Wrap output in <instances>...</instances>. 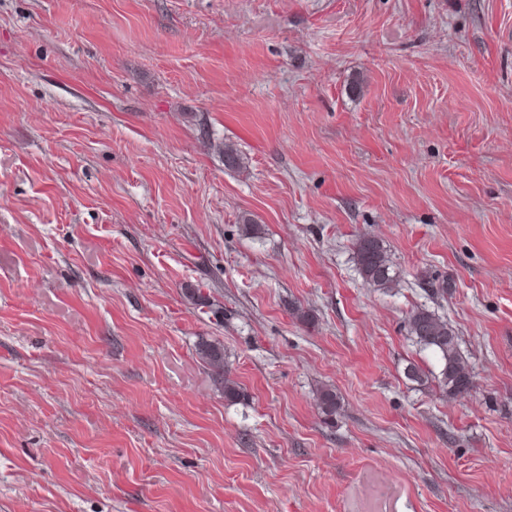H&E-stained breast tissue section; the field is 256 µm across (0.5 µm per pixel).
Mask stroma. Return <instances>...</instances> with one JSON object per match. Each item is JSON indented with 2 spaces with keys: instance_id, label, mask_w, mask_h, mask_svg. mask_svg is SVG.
<instances>
[{
  "instance_id": "stroma-1",
  "label": "stroma",
  "mask_w": 512,
  "mask_h": 512,
  "mask_svg": "<svg viewBox=\"0 0 512 512\" xmlns=\"http://www.w3.org/2000/svg\"><path fill=\"white\" fill-rule=\"evenodd\" d=\"M0 512H512V0H0ZM354 255L358 271L368 287L389 290L396 286V273L379 239L360 236L355 243ZM410 336L438 363V379L448 393L464 395L474 388V374L463 359L459 336L447 320L426 308H417L408 317ZM198 357L218 376L224 384V396L228 399H238L242 396L239 386L226 375L224 370V346L219 341H202L197 347Z\"/></svg>"
}]
</instances>
